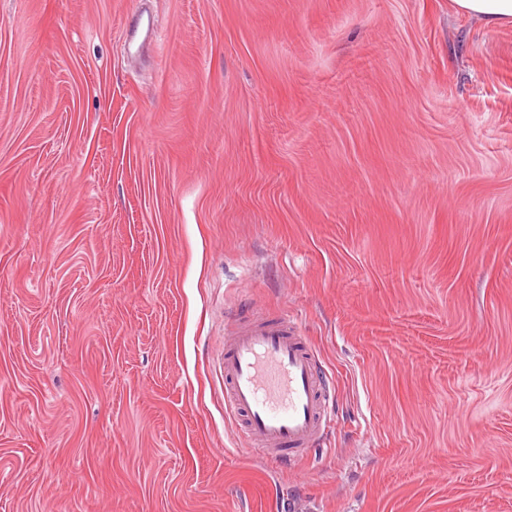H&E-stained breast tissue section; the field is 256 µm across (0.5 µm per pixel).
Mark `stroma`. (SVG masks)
Returning <instances> with one entry per match:
<instances>
[{"mask_svg":"<svg viewBox=\"0 0 512 512\" xmlns=\"http://www.w3.org/2000/svg\"><path fill=\"white\" fill-rule=\"evenodd\" d=\"M259 309L334 383L282 467L224 414ZM0 512H512V25L0 0Z\"/></svg>","mask_w":512,"mask_h":512,"instance_id":"obj_1","label":"stroma"}]
</instances>
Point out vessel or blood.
Wrapping results in <instances>:
<instances>
[{"label":"vessel or blood","instance_id":"vessel-or-blood-1","mask_svg":"<svg viewBox=\"0 0 512 512\" xmlns=\"http://www.w3.org/2000/svg\"><path fill=\"white\" fill-rule=\"evenodd\" d=\"M224 411L241 418L247 443L271 464L305 457L331 415L317 353L287 315L236 321L220 337Z\"/></svg>","mask_w":512,"mask_h":512}]
</instances>
